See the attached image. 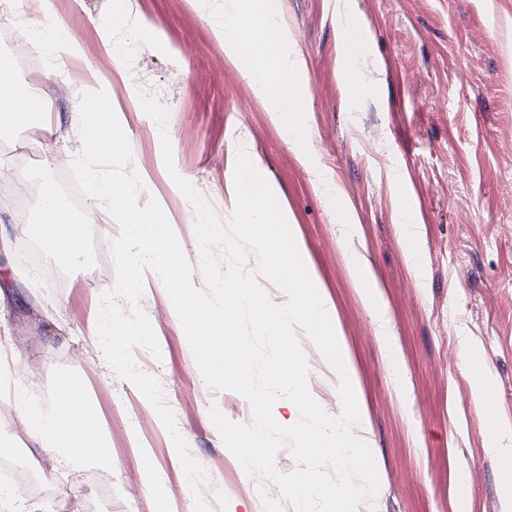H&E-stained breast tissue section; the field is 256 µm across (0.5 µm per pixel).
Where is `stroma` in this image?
<instances>
[{"mask_svg": "<svg viewBox=\"0 0 512 512\" xmlns=\"http://www.w3.org/2000/svg\"><path fill=\"white\" fill-rule=\"evenodd\" d=\"M224 0H26L16 14L28 25L62 21L68 38L49 64L32 55L19 72L48 109L34 125L9 133L40 160L0 154V341L20 360L12 379L50 400L61 372H76L109 440L111 490L103 500L89 480L93 461L56 471L20 426L13 399L0 397V447L21 471H43L48 512H157L147 494L143 459L165 490L166 512H193L194 500L170 436L145 396L116 376L90 343L92 315L115 284L114 218L83 198L88 247L62 264L35 234L45 186L61 187L82 149L76 103L105 90L129 141L131 165L156 199L202 287L193 207L169 176L155 122L139 91L167 107L177 175L209 197L221 221L235 207L234 167L247 143L305 255L321 297L330 299L363 399L365 428L379 477L374 498L357 512H512L502 460L485 432L471 373L459 356L478 348L495 378L494 409L512 431V0H277L276 20L291 53L301 56L305 94L294 119L303 133L289 142L278 113L267 111L248 62L224 54ZM118 16V23L104 20ZM356 28L361 81L345 65L342 31ZM82 65L88 80L74 84ZM322 168L325 183L312 171ZM28 193L17 216L11 201ZM414 218L407 236L403 210ZM391 321L377 333L367 287ZM161 356L156 376L192 455L209 479L211 512H263L258 481L224 445L210 419L253 415L248 400L204 381L181 323L154 271L141 300ZM298 340L308 389L331 415L341 399L325 357L306 334ZM396 359H389L388 348ZM122 401L129 420L112 404ZM76 489V503L64 493Z\"/></svg>", "mask_w": 512, "mask_h": 512, "instance_id": "35a3bbf8", "label": "stroma"}]
</instances>
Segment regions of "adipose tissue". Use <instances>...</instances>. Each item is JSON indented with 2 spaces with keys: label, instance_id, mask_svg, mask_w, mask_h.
Here are the masks:
<instances>
[{
  "label": "adipose tissue",
  "instance_id": "adipose-tissue-1",
  "mask_svg": "<svg viewBox=\"0 0 512 512\" xmlns=\"http://www.w3.org/2000/svg\"><path fill=\"white\" fill-rule=\"evenodd\" d=\"M271 18L268 8L252 10L244 0H224V52L232 61L241 54H249L254 62L252 75L258 97L268 111L285 114L296 111L304 95L305 86L300 79L303 62L289 53L286 36L272 24ZM25 392L24 384H17L14 397L18 417L31 439L51 450L56 467L63 468L78 460L104 459L98 426H84L77 414L66 424L58 419L56 404L69 396L65 386H58L52 402L38 413L26 402Z\"/></svg>",
  "mask_w": 512,
  "mask_h": 512
}]
</instances>
